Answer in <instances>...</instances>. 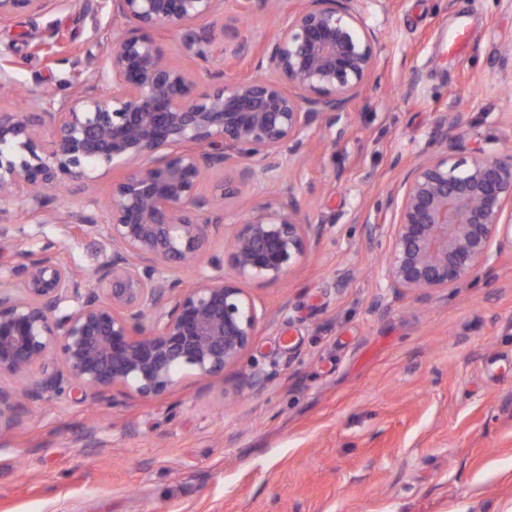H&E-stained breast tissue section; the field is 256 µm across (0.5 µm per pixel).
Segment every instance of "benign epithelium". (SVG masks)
Instances as JSON below:
<instances>
[{
    "instance_id": "7a95c632",
    "label": "benign epithelium",
    "mask_w": 512,
    "mask_h": 512,
    "mask_svg": "<svg viewBox=\"0 0 512 512\" xmlns=\"http://www.w3.org/2000/svg\"><path fill=\"white\" fill-rule=\"evenodd\" d=\"M50 0H0V24L39 13ZM234 15L210 24L224 0H86L97 21L109 8L132 27L113 40L108 65L57 102L39 95L0 113V199L18 200L37 221L45 188L124 167L104 206L98 199L62 219L75 234L100 232L111 252L85 276L48 241L15 248L0 230V427L64 386L101 406L117 397L153 398L185 375L213 378L236 364L261 318L244 285L276 283L322 234L302 217L294 186L237 220L224 258L186 284L181 272L224 223V200L240 196L288 160L304 158L312 129L330 128L375 78L378 34L358 0H233ZM286 14L253 53L236 23ZM185 31L182 52L252 60L255 75L197 91L191 73L168 60L155 33ZM466 122L456 103L438 115L433 154L409 167L385 207L355 216L368 239L389 225L381 275L396 293L455 288L488 266L493 249L512 247V156L469 148L448 136ZM229 172L201 193L216 173Z\"/></svg>"
}]
</instances>
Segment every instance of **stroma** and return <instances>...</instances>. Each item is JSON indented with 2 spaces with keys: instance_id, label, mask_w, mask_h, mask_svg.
Instances as JSON below:
<instances>
[{
  "instance_id": "1",
  "label": "stroma",
  "mask_w": 512,
  "mask_h": 512,
  "mask_svg": "<svg viewBox=\"0 0 512 512\" xmlns=\"http://www.w3.org/2000/svg\"><path fill=\"white\" fill-rule=\"evenodd\" d=\"M379 34L378 76L311 156L224 202L213 230L292 182L322 236L298 270L247 285L266 320L222 378L188 376L154 398L109 407L48 393L0 430V512H512V251L458 287L393 293L375 211L403 169L431 155L437 117L466 106L458 134L512 154V0H362ZM128 22L84 0H50L0 26V66L20 98H57L104 67L105 35ZM468 41L449 52L451 37ZM412 95H405L408 81ZM19 249L59 243L91 273L101 236L39 224L7 200ZM260 373V391L242 388Z\"/></svg>"
}]
</instances>
